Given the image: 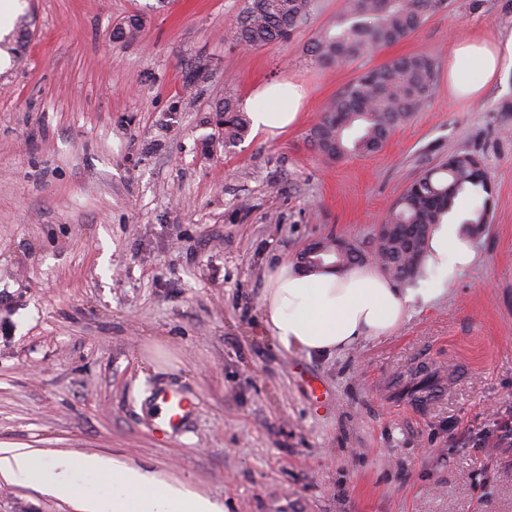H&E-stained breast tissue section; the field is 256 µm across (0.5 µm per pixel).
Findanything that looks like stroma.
Masks as SVG:
<instances>
[{
	"label": "stroma",
	"instance_id": "35a3bbf8",
	"mask_svg": "<svg viewBox=\"0 0 512 512\" xmlns=\"http://www.w3.org/2000/svg\"><path fill=\"white\" fill-rule=\"evenodd\" d=\"M16 3L31 36L0 48V443L147 465L224 512H512V71L474 101L448 92L451 49L511 34L512 0H445L328 69L312 46L345 0L253 48L233 37L243 0ZM423 51L433 91L378 152L315 148L331 98ZM282 79L308 91L299 124L225 149L216 104ZM462 152L491 185L472 266L335 356L268 336L270 270L328 236L371 250L419 173ZM422 365L444 390L432 402L407 380ZM159 387L197 404L165 438ZM0 512L75 510L0 480Z\"/></svg>",
	"mask_w": 512,
	"mask_h": 512
}]
</instances>
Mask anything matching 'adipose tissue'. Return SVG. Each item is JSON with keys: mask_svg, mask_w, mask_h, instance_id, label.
I'll use <instances>...</instances> for the list:
<instances>
[{"mask_svg": "<svg viewBox=\"0 0 512 512\" xmlns=\"http://www.w3.org/2000/svg\"><path fill=\"white\" fill-rule=\"evenodd\" d=\"M511 70L512 36L461 42L448 56V89L456 98L475 100L488 83ZM255 96L263 104L248 107L251 125L273 136L297 125L307 93L288 81L263 85ZM474 260L457 225L444 223L433 227L425 245L428 288L396 287L372 264L339 273L283 263L267 277L265 323L284 350L330 357L359 340L391 335L412 307L436 297ZM0 478L52 494L77 512H224L222 502L188 483L97 454L4 445Z\"/></svg>", "mask_w": 512, "mask_h": 512, "instance_id": "ef3b65f1", "label": "adipose tissue"}]
</instances>
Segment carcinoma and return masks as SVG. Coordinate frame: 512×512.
Here are the masks:
<instances>
[{"label": "carcinoma", "mask_w": 512, "mask_h": 512, "mask_svg": "<svg viewBox=\"0 0 512 512\" xmlns=\"http://www.w3.org/2000/svg\"><path fill=\"white\" fill-rule=\"evenodd\" d=\"M444 0H346L332 28L314 43L316 61L325 67L362 58L396 44L416 32ZM314 0H244L235 40L243 46L283 42L305 25ZM436 59L425 53L398 57L371 68L348 83L323 108L311 139L319 151L330 145L347 154L379 151L392 131L409 119L429 98ZM215 112L224 113V145H236L248 133L249 121L232 97ZM489 194L487 176L479 160L456 154L424 170L389 211L386 226L375 240L379 265L394 279L410 280L422 274L424 243L431 228L453 211L459 197ZM490 222L488 199L460 222L465 237L479 234ZM328 254L343 268L364 260L362 249L346 242L345 254Z\"/></svg>", "instance_id": "obj_1"}]
</instances>
